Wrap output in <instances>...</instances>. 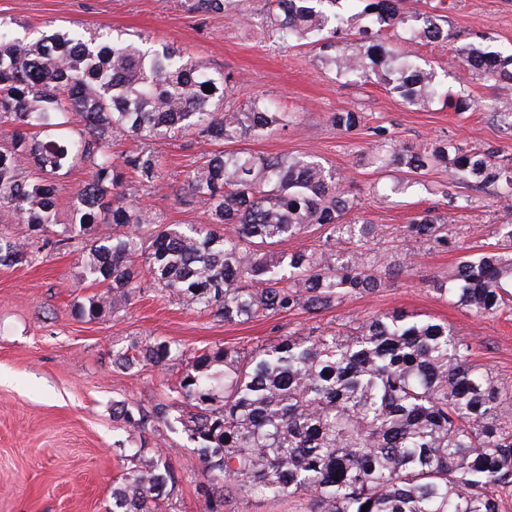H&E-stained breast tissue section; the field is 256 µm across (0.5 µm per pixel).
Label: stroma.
Returning <instances> with one entry per match:
<instances>
[{
	"label": "stroma",
	"mask_w": 512,
	"mask_h": 512,
	"mask_svg": "<svg viewBox=\"0 0 512 512\" xmlns=\"http://www.w3.org/2000/svg\"><path fill=\"white\" fill-rule=\"evenodd\" d=\"M445 4L447 42L417 47L416 54L420 65L433 68L443 89L471 97L474 107L468 112L450 110L439 97L426 107H410L382 85L337 79L334 69L321 63L317 46L285 49L268 38L261 0L217 19L190 13L179 0H0V16L23 25L147 32L199 58L210 71L233 73L231 104L243 108L264 96L293 116L285 131L245 141V148L320 158L354 196V217L394 235L424 210L447 214L462 245L458 251L419 253L413 268L391 275L386 288L347 297L320 314L295 311L239 324L187 309L150 283L116 313L91 322L79 318L76 306L95 289L81 277L78 239L43 250L35 266H0V512H110L112 487L123 470L114 445L122 433L113 426V404L151 409L170 397L185 366L183 358L174 359L132 374L114 365L118 347L165 339L178 343L185 355L216 343L250 348L289 332L330 330L403 308L447 322L468 341L473 360L512 384V310L476 315L441 300L429 286L461 255L490 247L493 226L512 220V198L466 187L462 193L470 203L459 209L442 196L451 181L448 169L407 175L403 191L393 193L386 188L389 175L364 163L378 129L407 146L452 139L467 151L494 148L512 156V130L490 109L497 100L512 99V84L468 72L451 54L468 44L512 54V0ZM342 110L361 113V126L336 130L328 116ZM154 148L172 185L208 146L179 138ZM168 187L141 193V206L168 224L204 221L200 205L173 196ZM141 439L145 448L161 449L177 470L167 512H210L198 491L204 475L184 435L159 425Z\"/></svg>",
	"instance_id": "stroma-1"
}]
</instances>
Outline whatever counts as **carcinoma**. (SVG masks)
I'll return each mask as SVG.
<instances>
[{
    "mask_svg": "<svg viewBox=\"0 0 512 512\" xmlns=\"http://www.w3.org/2000/svg\"><path fill=\"white\" fill-rule=\"evenodd\" d=\"M339 0H267L265 31L286 47L322 44V62L349 81L388 87L409 106L438 95L436 76L417 56L388 40H448L444 15L412 11L407 0H361L372 26L338 40L351 18ZM204 17L229 14L231 0H183ZM460 62L486 79L512 83V54L476 46ZM233 75L211 73L195 57L137 34L44 28L18 32L0 20V224H25L19 240L0 232V266H29L39 250L84 241L83 280L101 291L76 306L89 321L141 293L144 275L190 310L227 324L304 311L319 314L357 292H375L408 267L411 249L457 247L447 219L413 218L398 245L376 243L383 226L347 219L357 203L335 169L308 156L275 157L240 148L203 154L176 194L201 205L200 224H163L141 207L129 178L142 187L165 182L150 144L191 135L234 143L288 127L277 103L255 97L230 104ZM212 85L208 93L204 86ZM340 131L359 127L358 112H333ZM142 144L117 155L115 136ZM375 168L416 173L452 169L463 186H492L512 198V158L494 149L466 152L450 139L424 148L378 133L367 154ZM81 168L87 179L60 219L63 179ZM112 225L100 235L98 225ZM322 228L313 250L275 247ZM493 248L465 257L431 280L448 302L494 315L512 302V222L492 231ZM180 353L160 340L137 353H114L137 372ZM188 411L171 416L112 406L126 463L112 487V512H164L177 478L159 449L137 448L146 428L176 425L193 445L206 476L200 493L211 512H232L244 496L274 505L307 502V512H501L512 491V388L469 359V345L446 323L403 309L346 327L290 332L253 347L216 345L195 351L175 384ZM369 508H364V505Z\"/></svg>",
    "mask_w": 512,
    "mask_h": 512,
    "instance_id": "1",
    "label": "carcinoma"
}]
</instances>
